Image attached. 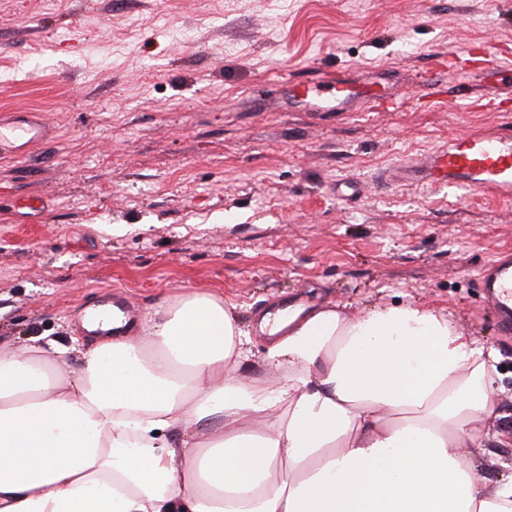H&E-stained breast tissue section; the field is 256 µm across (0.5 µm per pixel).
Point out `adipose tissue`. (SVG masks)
Returning <instances> with one entry per match:
<instances>
[{
    "instance_id": "1",
    "label": "adipose tissue",
    "mask_w": 512,
    "mask_h": 512,
    "mask_svg": "<svg viewBox=\"0 0 512 512\" xmlns=\"http://www.w3.org/2000/svg\"><path fill=\"white\" fill-rule=\"evenodd\" d=\"M250 337L188 291L70 368L56 342L0 352V512H512L475 477L496 349L416 303L265 317Z\"/></svg>"
}]
</instances>
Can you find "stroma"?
<instances>
[{
  "mask_svg": "<svg viewBox=\"0 0 512 512\" xmlns=\"http://www.w3.org/2000/svg\"><path fill=\"white\" fill-rule=\"evenodd\" d=\"M488 57L512 64V0H0V125L34 112L54 130L0 157V351L52 340L74 363L113 294L137 332L203 290L251 335L237 379L271 382L255 325L279 303L416 302L501 355L498 416L476 427V475L498 479L512 335L475 275L512 250V203L387 178L449 137L512 126V98L480 106ZM380 68L387 106L291 104L290 82L363 88Z\"/></svg>",
  "mask_w": 512,
  "mask_h": 512,
  "instance_id": "obj_1",
  "label": "stroma"
}]
</instances>
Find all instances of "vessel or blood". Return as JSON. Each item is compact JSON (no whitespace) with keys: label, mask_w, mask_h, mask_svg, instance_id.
I'll list each match as a JSON object with an SVG mask.
<instances>
[{"label":"vessel or blood","mask_w":512,"mask_h":512,"mask_svg":"<svg viewBox=\"0 0 512 512\" xmlns=\"http://www.w3.org/2000/svg\"><path fill=\"white\" fill-rule=\"evenodd\" d=\"M384 85L374 82L358 89L343 81L322 89L317 84H295L292 101L307 110L349 112L354 104L380 101ZM391 181L427 190L476 189L512 202V129H486L450 139L417 162L391 170ZM476 283L485 300L499 313L503 331H512V253H500L481 267Z\"/></svg>","instance_id":"b4317fda"}]
</instances>
